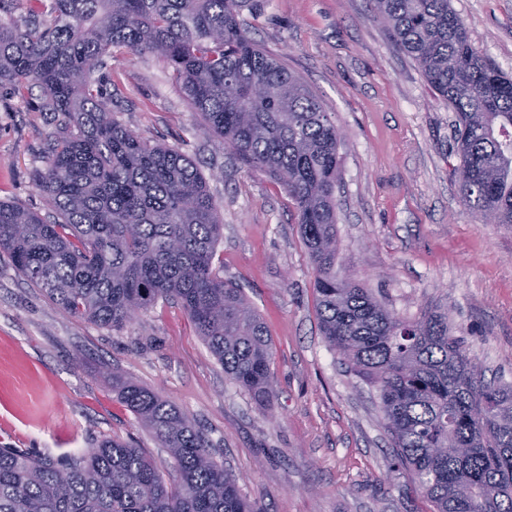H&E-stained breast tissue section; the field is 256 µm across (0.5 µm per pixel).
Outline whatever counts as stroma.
<instances>
[{
  "mask_svg": "<svg viewBox=\"0 0 512 512\" xmlns=\"http://www.w3.org/2000/svg\"><path fill=\"white\" fill-rule=\"evenodd\" d=\"M474 46L512 75V0H451ZM250 37L316 94L342 132L340 273L411 320L440 306L487 377L512 384V226L485 223L453 176L454 114L368 0H268ZM112 116L191 158L220 208L218 273L242 288L272 340L275 395L233 384L180 305L157 302L121 333L57 309L0 256V446L81 454L105 436L171 474L164 448L112 394V375L178 406L265 512H432L399 468L375 388L319 331L314 270L287 191L224 147L170 65L114 50ZM43 92L0 86V201L51 218L32 175L56 136Z\"/></svg>",
  "mask_w": 512,
  "mask_h": 512,
  "instance_id": "35a3bbf8",
  "label": "stroma"
}]
</instances>
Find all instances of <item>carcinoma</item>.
<instances>
[{"mask_svg":"<svg viewBox=\"0 0 512 512\" xmlns=\"http://www.w3.org/2000/svg\"><path fill=\"white\" fill-rule=\"evenodd\" d=\"M0 20V85L33 81L57 114L33 181L49 222L0 201V252L62 312L120 332L160 300L187 312L224 373L256 403L274 394L273 345L241 289L214 266L224 224L178 149L112 119L98 72L112 49L158 53L224 145L293 200L319 328L378 389L398 461L435 512H512V385L486 378L426 309L408 321L336 273L338 128L313 91L249 37L266 0H52L40 20ZM395 43L455 112L454 177L466 206L512 224V77L471 43L449 0H370ZM112 394L173 460L165 478L139 448L105 438L53 457L0 446V512H262L217 463L195 423L158 393L112 375Z\"/></svg>","mask_w":512,"mask_h":512,"instance_id":"obj_1","label":"carcinoma"}]
</instances>
